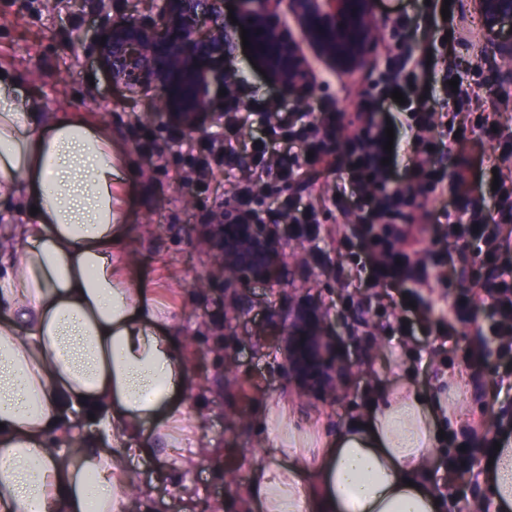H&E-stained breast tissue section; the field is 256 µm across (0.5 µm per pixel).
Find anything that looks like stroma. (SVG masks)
Returning a JSON list of instances; mask_svg holds the SVG:
<instances>
[{
	"mask_svg": "<svg viewBox=\"0 0 512 512\" xmlns=\"http://www.w3.org/2000/svg\"><path fill=\"white\" fill-rule=\"evenodd\" d=\"M402 0H379L385 18L377 46V64L354 73H336L310 59L313 87L294 108L305 120L334 125L340 133L357 126L363 94L379 96L392 79H401L412 98L437 107L444 79L456 78L469 88L473 111L457 119L464 137L447 152L429 156L425 164L446 172L445 190L422 198L420 212L442 209L494 213V233L502 243L499 263L512 268V214L497 211L493 180L512 182V86L492 81L494 62L485 59V41L475 0H453L445 27L441 0H430L421 15L402 19ZM151 0H0V68L24 72L45 98L49 110L74 109L102 124L124 144L134 173L127 184L130 244L138 262L133 277L161 291L177 314V332L186 344L189 378L197 388V418L205 441L193 468L159 480L161 462L146 460L134 469L137 484L152 488L159 512H183V494L193 489L203 512H221L225 498L244 502L251 467L269 438L266 418L278 403L291 409L299 434L332 436L357 417L380 389L397 381L395 372L379 364L383 350L402 359L407 375L425 389L435 387L442 370L464 380L468 403L449 392L453 411L448 434L454 448H483L496 433L512 425V388L493 365L497 342L480 336L490 303L475 295L467 322H454L453 347L445 349L427 335L398 345L390 332L400 303L390 302L387 287H369L368 273L349 257L343 242L361 243L363 222L349 203H338L334 187L339 172L302 176L300 207L314 208L320 219L312 238H289L286 281L278 287L248 288L242 304L232 302V289L214 274L218 264L207 243L206 225L224 203L232 185L256 181L250 156L251 133H244L237 158L215 171L206 191L191 185L187 142L207 140L217 129L208 121L200 131L175 143L172 121L157 116V92L131 95L111 86L90 48L108 19L149 14ZM449 31L447 58L435 53L434 42ZM468 287V279L451 270L446 280L422 290L415 316L434 322L452 310ZM310 298L323 308L328 327L355 363L352 376L337 398L302 391L285 373V358L259 332L268 320L284 314L288 297Z\"/></svg>",
	"mask_w": 512,
	"mask_h": 512,
	"instance_id": "obj_1",
	"label": "stroma"
}]
</instances>
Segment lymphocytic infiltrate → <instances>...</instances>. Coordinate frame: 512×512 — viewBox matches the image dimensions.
I'll return each instance as SVG.
<instances>
[{"label": "lymphocytic infiltrate", "instance_id": "f902f5d3", "mask_svg": "<svg viewBox=\"0 0 512 512\" xmlns=\"http://www.w3.org/2000/svg\"><path fill=\"white\" fill-rule=\"evenodd\" d=\"M394 85H387L381 98L370 101L371 108L365 121L346 139H338L335 129L321 128L303 122L297 113L288 112L278 102L267 98L242 101L238 93H227L224 98V131L205 143L188 145L186 152L197 173V188H205L214 170L224 168L237 152V134L253 115L267 120L263 137L251 150L252 164L260 173V193L273 194L284 187H294L296 175L302 168L323 165L346 174L348 186L337 187V197L353 193L354 206L366 214L365 250L375 284H394L402 281L414 261L402 250L401 242L413 232L417 219L414 213L416 194L436 191L442 177L436 171H424V156L442 151L445 137L456 132L459 111L470 103L465 87H445L444 95L454 105L447 119H438L435 112L422 105L404 103L402 109L408 129L413 134V163L418 176L415 185L402 187L392 179L388 165L385 129L386 120L374 113L382 100L390 99ZM296 144L297 155L279 154L281 144ZM435 222L441 238L460 241L476 240L481 274L471 275L473 287L487 293L491 311L487 322L480 327V335L496 341L497 359L512 358V270L497 263L500 249L498 237L489 231V215L480 209L462 214L441 213Z\"/></svg>", "mask_w": 512, "mask_h": 512}]
</instances>
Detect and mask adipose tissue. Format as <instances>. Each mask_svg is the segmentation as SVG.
Instances as JSON below:
<instances>
[{"label": "adipose tissue", "instance_id": "obj_1", "mask_svg": "<svg viewBox=\"0 0 512 512\" xmlns=\"http://www.w3.org/2000/svg\"><path fill=\"white\" fill-rule=\"evenodd\" d=\"M131 174L110 131L0 71V512H131L150 496L132 462L185 468L199 445L176 319L131 276ZM445 417L408 377L331 438H298L279 405L247 499L258 512H447L433 474ZM499 443L483 500L512 512V437Z\"/></svg>", "mask_w": 512, "mask_h": 512}]
</instances>
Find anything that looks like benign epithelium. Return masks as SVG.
<instances>
[{
  "label": "benign epithelium",
  "mask_w": 512,
  "mask_h": 512,
  "mask_svg": "<svg viewBox=\"0 0 512 512\" xmlns=\"http://www.w3.org/2000/svg\"><path fill=\"white\" fill-rule=\"evenodd\" d=\"M235 19H224V0H152L148 21L120 18L109 22L93 53L111 83L131 95L159 91L163 117L186 133L214 115L217 97L211 84H224L231 72L224 61L240 46L247 30L250 53L283 101H303L311 85L305 43L332 69L352 73L373 55L381 30L377 0H235ZM486 35L485 57L498 84H512V0H478ZM209 244L224 270L226 287L282 284L285 252L273 224L239 205L215 213ZM288 323L277 340L286 375L307 393L336 398L350 374L336 337L324 328L325 316L310 299L290 302Z\"/></svg>",
  "instance_id": "1"
}]
</instances>
